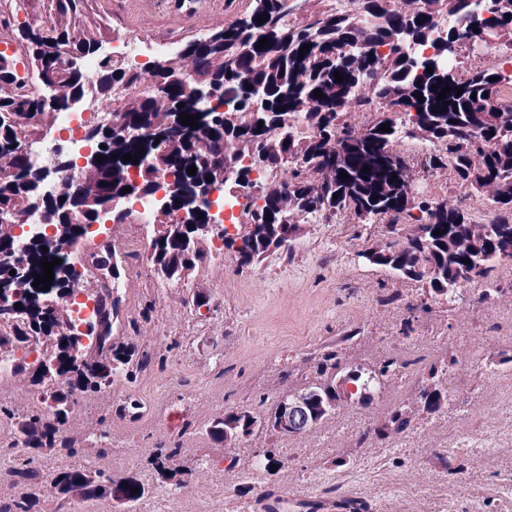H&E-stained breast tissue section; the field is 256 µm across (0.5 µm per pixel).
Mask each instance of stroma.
Returning <instances> with one entry per match:
<instances>
[{"label": "stroma", "mask_w": 512, "mask_h": 512, "mask_svg": "<svg viewBox=\"0 0 512 512\" xmlns=\"http://www.w3.org/2000/svg\"><path fill=\"white\" fill-rule=\"evenodd\" d=\"M193 6L186 16L172 0H107L104 39L138 34L176 43L223 28L224 0ZM109 234L128 266L116 339L133 338L164 361L126 387L89 395L67 428L80 442L99 436L78 463L116 482L134 476L144 484L135 512H246L248 498L234 493L246 478L259 493L355 496L368 512H471L476 504L482 512H512L501 487L512 439L498 434L512 408L493 411L484 401L492 389L512 395V263L499 267L494 297L479 300V284L465 283L449 303L359 259V250L390 241L392 232L347 214L333 223L300 221L289 258L272 252L242 268L227 251L179 282L160 280L148 262L152 229L113 224ZM197 293L209 300L199 311ZM388 293L401 302L381 303ZM330 344L342 368L395 360L372 402L341 399L299 434L260 431L223 445L206 437V425L225 412L261 414L320 381L316 363ZM434 367L445 368L439 382L452 401L429 414L421 393ZM122 396L144 404L139 420L110 417L111 402ZM395 410L412 420L406 433L362 441ZM158 448L177 449L184 496L158 487L146 464ZM263 448L279 456L275 474L263 467Z\"/></svg>", "instance_id": "1"}]
</instances>
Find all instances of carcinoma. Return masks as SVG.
Returning a JSON list of instances; mask_svg holds the SVG:
<instances>
[{"mask_svg":"<svg viewBox=\"0 0 512 512\" xmlns=\"http://www.w3.org/2000/svg\"><path fill=\"white\" fill-rule=\"evenodd\" d=\"M90 0H17L0 4V25L24 44L33 74L39 84L56 82L65 89L55 109H63L71 97L102 100L113 96L116 88L127 97L121 126L131 130L156 129L161 115L172 104H183L180 115H201L200 127L180 126L179 132L153 144L147 136H125L120 131L93 139L97 154L106 159L90 171L85 192L61 201L43 196L39 171L26 152L28 145L42 135L48 118L40 95L10 90L16 80L14 64L0 59V210L19 211L23 206H38L66 222L79 212L83 222L71 225V240H77L84 227L99 221L105 205L130 185L128 169L139 168L135 189L149 195L159 186L158 179L170 175L185 193L193 194L224 182V170H231L236 184L248 191L249 228L240 231L235 248L239 265L249 266L272 249L295 236L297 224L287 219L291 212L309 216L334 217L350 214L362 224L385 222L394 228L411 225L405 240L388 241L381 246L362 249L357 257L392 271L405 280L420 284L434 299L452 300L463 283L484 286L486 300L496 293L495 272L502 256L512 255V102L502 91L512 88V52L501 54L490 68L477 67L466 75H452L453 64L442 70L416 76L408 55L397 42L401 33L419 43H432L439 33L435 23L438 6H448L457 16L456 27L473 40L482 33L468 27L469 0H412L413 8L403 11L393 0H351L352 8L336 12L332 0H320L324 6L294 24L283 17L297 10L287 0H224L229 18L222 34L201 42H184L187 57L199 79L208 83L217 101H240L237 112L224 114L218 107L200 114L193 94L175 73L158 72L165 83L164 97L143 84L140 68L124 62L99 61L93 89H88L82 63L94 57L93 46L101 30L88 24ZM31 7V14L44 12L48 27L30 32L17 21V10ZM269 16L265 23L259 18ZM485 25L497 30L499 43L512 45V0H495L493 16ZM268 38V45L257 48ZM308 46L304 56L299 49ZM343 81H335L334 72ZM375 83V97L383 104L375 119L360 134L340 122V104L354 100L366 107L371 100L358 95L368 80ZM262 84L268 92L266 105L251 107L246 83ZM437 89H432V86ZM445 87L446 98L438 99ZM320 90L318 98L313 91ZM423 101H418V97ZM290 112H300L311 129L306 140L297 139L284 125ZM263 126H258V123ZM389 124L392 132L380 127ZM426 138L438 149L426 156L427 173L449 171L453 180L474 194L487 186L495 187V206L485 224L475 222L462 201L448 197L422 198L411 189L405 159L391 149V142ZM145 150L146 164L122 160L123 155H138ZM480 157L474 165L473 157ZM253 160L250 168L260 172L271 165L288 167V183L279 188L255 192L258 181L241 178L243 161ZM196 166V175L188 168ZM370 167L363 173L364 167ZM345 171L348 178L340 177ZM212 181H206L207 177ZM208 214L198 210L191 224L163 223L148 244V260L161 279L178 281L204 262L195 246L206 232ZM440 234H434V231ZM19 238L10 225H0V282L12 291L13 303L7 317L0 318V356L16 360L21 344L30 337L53 339L51 354L34 363H19L14 375L27 379L37 392L63 378L66 384L56 389L53 404L23 417H11L14 434L24 439L30 459L51 456L72 457L78 443L68 435L67 423L76 404V394L97 392L116 380L133 382L152 362L151 355L133 340L112 342L113 325L121 312L122 296L106 294L96 298L97 321L91 335L96 345L85 347L74 327L60 318L57 308L41 302L42 292L35 290L36 276L43 275L40 265H26L19 271L16 247ZM467 258L471 263L464 264ZM97 275L107 282H120L126 276L125 265L116 248L102 251L95 263ZM15 274H10V271ZM50 290L59 298L71 294L82 279L70 271V280H59L58 269ZM390 365L377 370L362 367L348 369L344 376L354 383L351 399L365 403L379 393L381 378ZM423 407L430 413L448 406V390L434 384L422 392ZM336 407L333 381L310 385L281 400L271 413L258 416L247 410L224 414L209 425L208 435L216 443L229 438L249 436L259 430L275 435L293 434V413L311 427L329 416ZM411 420L400 411L391 413L378 434L397 436L410 427ZM177 449H156L149 463L162 484L185 482L176 479L173 468ZM11 475L22 485V497L9 505L0 503V512H59L75 496L94 499L112 494L113 482L74 466H63L52 474L53 494L43 493L46 475L26 464L13 467ZM138 492L133 493L131 489ZM122 498L137 503L145 487L131 476L120 485Z\"/></svg>","mask_w":512,"mask_h":512,"instance_id":"carcinoma-1","label":"carcinoma"}]
</instances>
